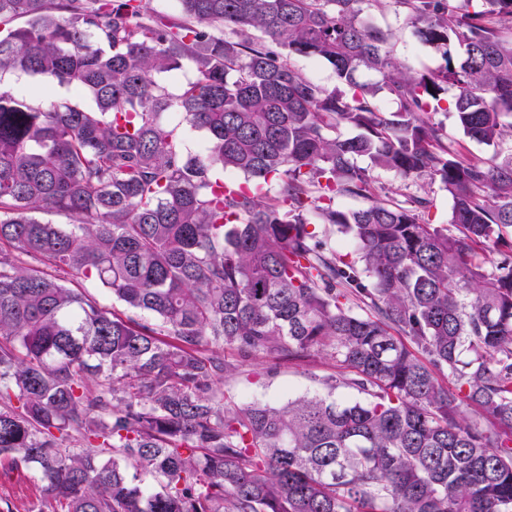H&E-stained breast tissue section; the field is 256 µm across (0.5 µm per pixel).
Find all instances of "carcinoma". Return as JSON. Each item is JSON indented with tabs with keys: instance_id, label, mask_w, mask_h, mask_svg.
<instances>
[{
	"instance_id": "1",
	"label": "carcinoma",
	"mask_w": 512,
	"mask_h": 512,
	"mask_svg": "<svg viewBox=\"0 0 512 512\" xmlns=\"http://www.w3.org/2000/svg\"><path fill=\"white\" fill-rule=\"evenodd\" d=\"M372 6L445 64L398 61ZM176 7L0 0V73L94 103L0 88V480L38 471L27 512H512V0ZM442 112L492 154L449 143ZM373 169L439 182L449 224L427 194L380 196ZM51 211L72 223L34 216ZM313 354L336 364L322 393L240 404L216 386ZM292 62L297 69L314 83L328 90L335 88L343 89L336 78V74L328 64L299 56H294ZM82 286L85 288L86 293L94 298L101 306L111 310L114 309L115 311L122 313L125 317H131L139 322L151 321V318L144 313L126 310L120 302L112 297V294L99 287L94 282L86 280L82 283Z\"/></svg>"
}]
</instances>
